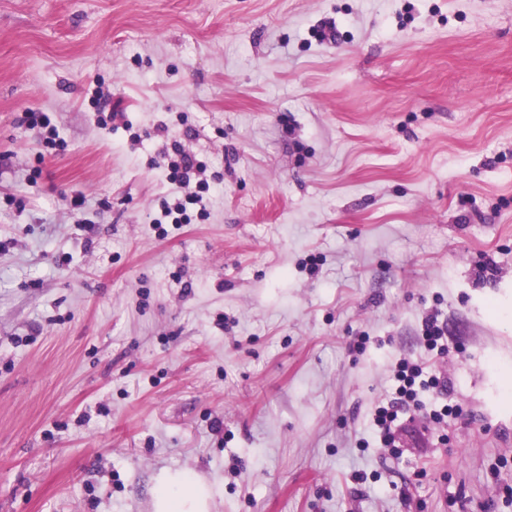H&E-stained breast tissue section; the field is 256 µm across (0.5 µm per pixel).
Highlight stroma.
<instances>
[{
  "label": "stroma",
  "mask_w": 512,
  "mask_h": 512,
  "mask_svg": "<svg viewBox=\"0 0 512 512\" xmlns=\"http://www.w3.org/2000/svg\"><path fill=\"white\" fill-rule=\"evenodd\" d=\"M1 240L0 512H512V0H0ZM19 123L32 129H39L40 146L43 150L40 153V157L44 158L45 154L52 155L65 148L64 141L59 137L58 129L52 123L48 113L35 110L23 112V116L19 118ZM168 177L177 185L179 190L166 200L161 207V213L153 218L151 226L158 237L169 235L166 224L173 229H179L182 224H192L194 221H204L209 216L208 201L220 190V182H210L205 172L207 166L196 156L183 148H175V157L168 162ZM196 179L195 189L186 191L192 178ZM421 335V344L427 352L443 353L445 350V330L437 315H430L426 318ZM425 367L418 360L399 358L392 365L393 378L396 383L395 393L398 398L387 406H378L373 415V427L380 434L381 442L390 445L392 425L398 417L401 406L418 405V387L442 391L447 388L448 380L440 374L425 375ZM427 377V379L423 378ZM208 489L198 479L177 474L164 479L155 491V512H206Z\"/></svg>",
  "instance_id": "1"
}]
</instances>
